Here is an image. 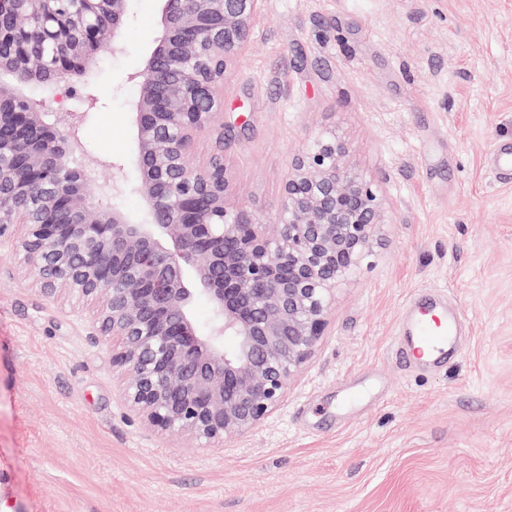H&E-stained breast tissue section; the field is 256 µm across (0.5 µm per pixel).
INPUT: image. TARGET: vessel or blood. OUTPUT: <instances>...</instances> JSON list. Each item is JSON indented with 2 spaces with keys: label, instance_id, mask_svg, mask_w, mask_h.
<instances>
[{
  "label": "vessel or blood",
  "instance_id": "obj_1",
  "mask_svg": "<svg viewBox=\"0 0 512 512\" xmlns=\"http://www.w3.org/2000/svg\"><path fill=\"white\" fill-rule=\"evenodd\" d=\"M490 166L505 178H512V144L501 143L488 156ZM461 318L450 310L443 296L428 300L411 297L402 312L396 332L395 349L408 365L433 360L452 348L459 334Z\"/></svg>",
  "mask_w": 512,
  "mask_h": 512
}]
</instances>
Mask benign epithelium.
I'll list each match as a JSON object with an SVG mask.
<instances>
[{
	"label": "benign epithelium",
	"instance_id": "1",
	"mask_svg": "<svg viewBox=\"0 0 512 512\" xmlns=\"http://www.w3.org/2000/svg\"><path fill=\"white\" fill-rule=\"evenodd\" d=\"M130 2L74 0L61 12L57 0H0V239L22 228L44 296L99 302L131 410L203 444L246 433L280 404L373 240L379 204L324 134L292 161L275 217L232 203L221 89L261 0H161L162 34L132 76L144 208L104 207L120 181L100 178L102 160L73 165L79 113L51 114L23 87L47 69L55 84L85 74L108 28L109 51L122 53ZM202 134L215 146L194 165ZM200 296L214 315L206 334L193 319Z\"/></svg>",
	"mask_w": 512,
	"mask_h": 512
}]
</instances>
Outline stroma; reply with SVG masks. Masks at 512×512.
Instances as JSON below:
<instances>
[{"instance_id":"stroma-1","label":"stroma","mask_w":512,"mask_h":512,"mask_svg":"<svg viewBox=\"0 0 512 512\" xmlns=\"http://www.w3.org/2000/svg\"><path fill=\"white\" fill-rule=\"evenodd\" d=\"M133 0L125 50L70 80L84 159L138 212L131 81L160 35ZM335 135L380 222L274 413L199 447L140 422L93 302L40 293L0 244V512H512V0H263L224 76L232 199L275 214L288 167ZM441 291L470 330L434 367L394 352L406 300ZM490 166L505 178H512V144L500 143L488 156Z\"/></svg>"}]
</instances>
